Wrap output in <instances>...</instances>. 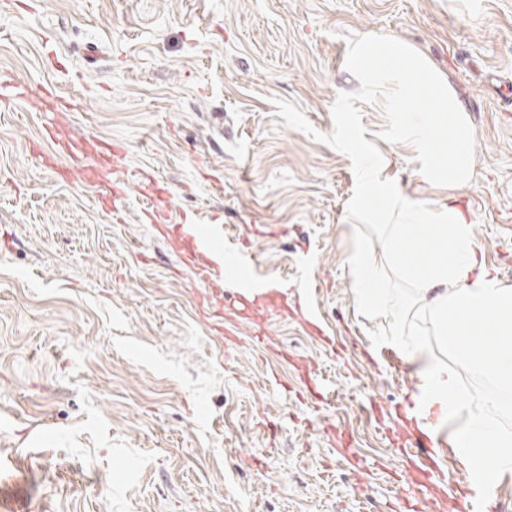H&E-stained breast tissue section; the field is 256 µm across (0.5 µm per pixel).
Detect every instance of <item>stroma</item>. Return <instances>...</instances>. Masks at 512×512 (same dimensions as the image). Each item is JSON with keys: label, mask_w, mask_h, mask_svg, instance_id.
Wrapping results in <instances>:
<instances>
[{"label": "stroma", "mask_w": 512, "mask_h": 512, "mask_svg": "<svg viewBox=\"0 0 512 512\" xmlns=\"http://www.w3.org/2000/svg\"><path fill=\"white\" fill-rule=\"evenodd\" d=\"M417 50L474 131L471 179L436 186L381 140L382 175L437 219L458 208L512 288V0H22L0 10V488L29 512H403L419 369L370 332L347 260L355 187L333 130L358 90L346 34ZM83 100L44 112L45 90ZM312 125H285L275 101ZM115 141L105 204L44 131ZM154 182L157 196L140 199ZM173 224H220L263 280L311 287L326 335L283 301L241 313L232 280L201 304ZM270 339L255 344L253 332ZM336 398L315 410L308 373Z\"/></svg>", "instance_id": "1"}]
</instances>
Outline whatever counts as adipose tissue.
Segmentation results:
<instances>
[{"instance_id":"adipose-tissue-1","label":"adipose tissue","mask_w":512,"mask_h":512,"mask_svg":"<svg viewBox=\"0 0 512 512\" xmlns=\"http://www.w3.org/2000/svg\"><path fill=\"white\" fill-rule=\"evenodd\" d=\"M359 206L377 224L391 262L400 272L416 274L419 292L440 325L442 344L455 362L424 363L420 391L427 409L439 417L464 419L463 442L468 448H491L494 472L512 473V434L500 432L488 416L512 405V289L480 270L479 247L469 223L456 208H449L444 223L430 222L424 209L407 198L368 184ZM431 258L419 269L421 254ZM495 331L487 349L475 347L476 329ZM491 368L494 391L482 404L464 401L458 390L455 363Z\"/></svg>"}]
</instances>
